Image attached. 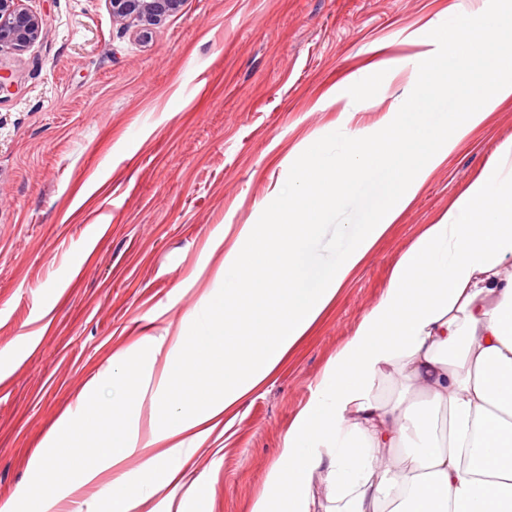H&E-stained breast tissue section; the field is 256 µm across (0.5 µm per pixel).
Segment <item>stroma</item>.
Segmentation results:
<instances>
[{
  "label": "stroma",
  "instance_id": "obj_1",
  "mask_svg": "<svg viewBox=\"0 0 512 512\" xmlns=\"http://www.w3.org/2000/svg\"><path fill=\"white\" fill-rule=\"evenodd\" d=\"M41 16L25 51H0L18 84L0 99V506L53 497L32 466L57 417L112 356L176 336L220 276L211 241L263 224L304 166L334 165L388 112L412 122L421 56L450 78L430 104L444 129L479 63L431 32L481 0H182L147 29L108 0H24ZM512 139L503 103L433 169L267 384L194 451L198 512H250L290 422L428 225ZM398 167L317 206L311 283L353 242ZM37 333L35 343L23 336Z\"/></svg>",
  "mask_w": 512,
  "mask_h": 512
}]
</instances>
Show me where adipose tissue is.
<instances>
[{"mask_svg":"<svg viewBox=\"0 0 512 512\" xmlns=\"http://www.w3.org/2000/svg\"><path fill=\"white\" fill-rule=\"evenodd\" d=\"M511 13L507 0H484L442 32L449 54L482 62L447 131L385 115L374 136L347 140L335 167L304 169L303 189L269 223L241 225L223 262L240 270L238 287L203 299L205 327L113 356L118 387L108 398L92 379L59 416L32 461L40 482L66 500L108 473L106 512H195L193 488L180 483L194 449L306 336L428 172L512 100V57L485 55ZM416 134L430 145L421 163L410 156ZM395 162L405 175L352 250L318 287H301L310 198L321 190L335 203L349 180ZM147 349L163 354L159 370L144 367ZM94 431L93 464H62L63 449L85 447ZM142 450L129 477L122 466ZM251 512H512V140L401 256L289 425Z\"/></svg>","mask_w":512,"mask_h":512,"instance_id":"obj_1","label":"adipose tissue"}]
</instances>
